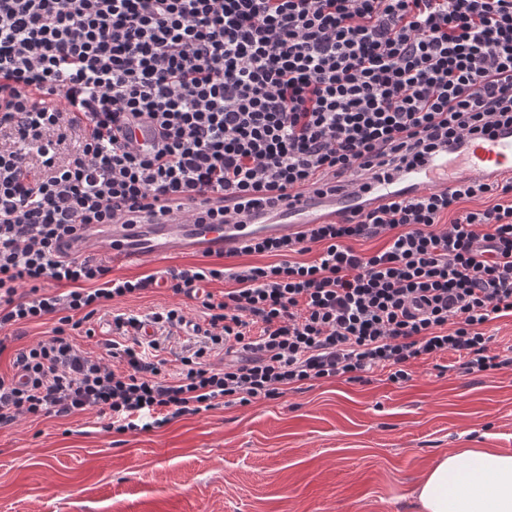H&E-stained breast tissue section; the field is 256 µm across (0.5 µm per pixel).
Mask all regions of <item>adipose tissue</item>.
Segmentation results:
<instances>
[{
	"label": "adipose tissue",
	"instance_id": "obj_1",
	"mask_svg": "<svg viewBox=\"0 0 512 512\" xmlns=\"http://www.w3.org/2000/svg\"><path fill=\"white\" fill-rule=\"evenodd\" d=\"M412 496L416 512H512V454L467 448L442 455Z\"/></svg>",
	"mask_w": 512,
	"mask_h": 512
}]
</instances>
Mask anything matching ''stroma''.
Instances as JSON below:
<instances>
[{
  "label": "stroma",
  "instance_id": "1",
  "mask_svg": "<svg viewBox=\"0 0 512 512\" xmlns=\"http://www.w3.org/2000/svg\"><path fill=\"white\" fill-rule=\"evenodd\" d=\"M88 254L116 278L203 263L174 252L139 266ZM195 300L155 288L97 314L81 348L106 358L113 313L139 319ZM88 410L0 429V512H414L413 485L459 448L512 453V368L463 374L456 357L418 361L411 381H329L247 406H220L148 431L114 433Z\"/></svg>",
  "mask_w": 512,
  "mask_h": 512
}]
</instances>
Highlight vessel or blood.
<instances>
[{
    "label": "vessel or blood",
    "instance_id": "vessel-or-blood-1",
    "mask_svg": "<svg viewBox=\"0 0 512 512\" xmlns=\"http://www.w3.org/2000/svg\"><path fill=\"white\" fill-rule=\"evenodd\" d=\"M452 153L457 155V163H450L449 155L442 153L405 169L394 179L370 175L334 194L311 186L287 191L275 215L254 210L232 216L225 224H196L184 208L173 205L164 214L138 224L91 226L85 241L107 240L113 259L127 264H140L175 251L231 256L257 238L294 237L313 224H330L361 209L368 211L400 198L445 191L463 181L495 182L503 174H512V127L465 139Z\"/></svg>",
    "mask_w": 512,
    "mask_h": 512
}]
</instances>
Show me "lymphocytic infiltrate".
Wrapping results in <instances>:
<instances>
[{
	"label": "lymphocytic infiltrate",
	"mask_w": 512,
	"mask_h": 512,
	"mask_svg": "<svg viewBox=\"0 0 512 512\" xmlns=\"http://www.w3.org/2000/svg\"><path fill=\"white\" fill-rule=\"evenodd\" d=\"M143 121L161 131L147 149L132 139ZM500 125L512 0H0V330L53 323L0 375V428L95 409L122 434L377 369L401 385L426 356L458 355L468 374L511 365L486 326L512 316V179L256 239L244 251L262 265L168 269L205 314L169 377L158 356L188 327L182 308L152 314L153 338L115 315L103 363L74 332L156 281L65 254L92 224L172 203L223 224L297 185L393 178ZM220 280L233 289L203 292Z\"/></svg>",
	"instance_id": "lymphocytic-infiltrate-1"
}]
</instances>
